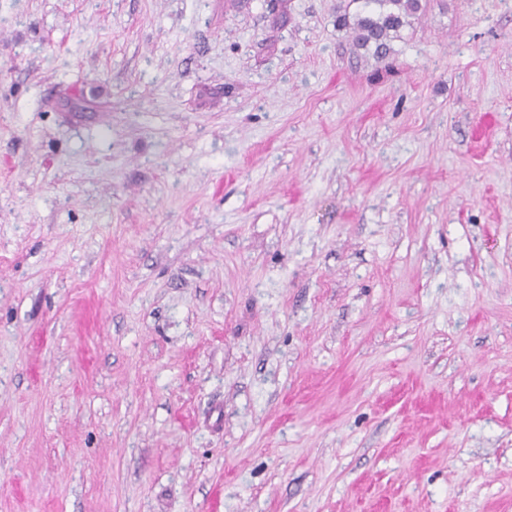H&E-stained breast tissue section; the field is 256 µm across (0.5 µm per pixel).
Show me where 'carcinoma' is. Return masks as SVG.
<instances>
[{"instance_id": "carcinoma-1", "label": "carcinoma", "mask_w": 512, "mask_h": 512, "mask_svg": "<svg viewBox=\"0 0 512 512\" xmlns=\"http://www.w3.org/2000/svg\"><path fill=\"white\" fill-rule=\"evenodd\" d=\"M372 9L350 19L339 17L340 26L350 30L354 46L383 62L394 52L392 41L400 31L411 25L412 19L422 10V0H365Z\"/></svg>"}]
</instances>
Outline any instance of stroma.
I'll list each match as a JSON object with an SVG mask.
<instances>
[{
    "label": "stroma",
    "instance_id": "obj_1",
    "mask_svg": "<svg viewBox=\"0 0 512 512\" xmlns=\"http://www.w3.org/2000/svg\"><path fill=\"white\" fill-rule=\"evenodd\" d=\"M0 0V512H512V0ZM374 8L358 14L353 22L349 15H341L340 26L348 28L352 42L358 50H364L377 62H383L394 52L392 41L400 31L410 26L412 19L422 10V0H365Z\"/></svg>",
    "mask_w": 512,
    "mask_h": 512
}]
</instances>
